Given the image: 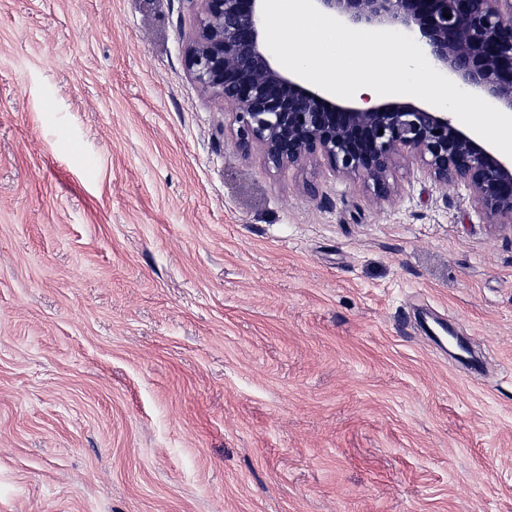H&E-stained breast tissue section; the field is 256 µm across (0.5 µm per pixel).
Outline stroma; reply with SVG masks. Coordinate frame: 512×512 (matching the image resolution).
<instances>
[{
    "instance_id": "1",
    "label": "stroma",
    "mask_w": 512,
    "mask_h": 512,
    "mask_svg": "<svg viewBox=\"0 0 512 512\" xmlns=\"http://www.w3.org/2000/svg\"><path fill=\"white\" fill-rule=\"evenodd\" d=\"M196 28L0 0V512H512V231L242 152Z\"/></svg>"
}]
</instances>
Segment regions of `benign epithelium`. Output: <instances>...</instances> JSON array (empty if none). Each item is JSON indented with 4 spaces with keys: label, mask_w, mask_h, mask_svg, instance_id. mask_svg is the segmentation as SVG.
I'll return each instance as SVG.
<instances>
[{
    "label": "benign epithelium",
    "mask_w": 512,
    "mask_h": 512,
    "mask_svg": "<svg viewBox=\"0 0 512 512\" xmlns=\"http://www.w3.org/2000/svg\"><path fill=\"white\" fill-rule=\"evenodd\" d=\"M187 2L198 18L187 68L234 111L242 152L256 147L277 168L322 160L337 176L362 180L377 200L391 194L397 159L409 156L435 183L464 185L488 223L512 229V161L458 128L449 112L430 105L338 103L275 65L262 0ZM314 2L348 26L411 36L462 90L512 112V0Z\"/></svg>",
    "instance_id": "obj_1"
}]
</instances>
